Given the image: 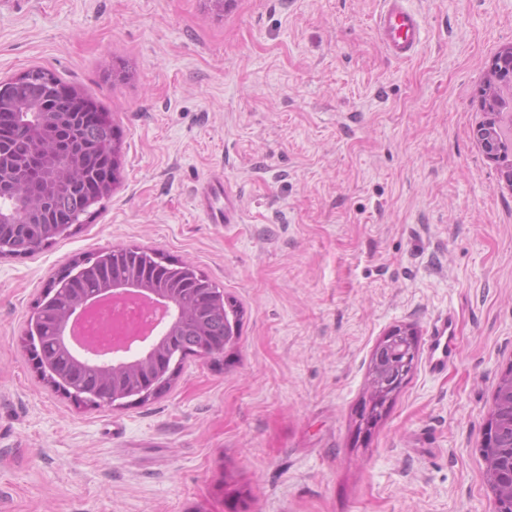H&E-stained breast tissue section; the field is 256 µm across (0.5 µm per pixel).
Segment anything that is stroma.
Returning a JSON list of instances; mask_svg holds the SVG:
<instances>
[{
	"label": "stroma",
	"mask_w": 512,
	"mask_h": 512,
	"mask_svg": "<svg viewBox=\"0 0 512 512\" xmlns=\"http://www.w3.org/2000/svg\"><path fill=\"white\" fill-rule=\"evenodd\" d=\"M400 61L382 0H0V81L34 66L118 126L123 172L86 223L0 257V512H494L482 448L512 367V184L475 129L512 0H407ZM213 175L234 224L193 207ZM140 247L192 263L243 311L142 405L84 406L24 336L76 257ZM457 323L445 373L431 325ZM418 355L359 426L371 359ZM379 39L385 51L399 60L411 58L420 42L419 15L404 7V0H384L377 17ZM455 336V322L451 314L436 318L428 340L426 362L431 373H442L448 368L453 357L452 341ZM398 336L403 339L401 349L398 352V354L403 355V359L400 363L401 367L399 375L389 385L384 384L383 386H378L373 384L371 387L370 395L373 397V400L369 401V407L365 409L361 415V421L366 426H369L374 422L377 412L382 408L387 398L398 390V382L400 379L404 377L406 373H410L413 368L417 354V335L411 327H395L386 335L383 340V344L385 345L387 342H391L393 338L398 340ZM374 407L376 409L373 411Z\"/></svg>",
	"instance_id": "35a3bbf8"
}]
</instances>
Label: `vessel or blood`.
Here are the masks:
<instances>
[{
    "mask_svg": "<svg viewBox=\"0 0 512 512\" xmlns=\"http://www.w3.org/2000/svg\"><path fill=\"white\" fill-rule=\"evenodd\" d=\"M379 39L385 51L399 60L411 58L420 42L421 20L407 9L404 0H383L377 17ZM196 207L209 220L232 224L236 221L237 201L227 196L222 176L207 179L194 196ZM455 322L451 314L436 318L428 340L426 362L431 373L444 372L453 357Z\"/></svg>",
    "mask_w": 512,
    "mask_h": 512,
    "instance_id": "1",
    "label": "vessel or blood"
}]
</instances>
